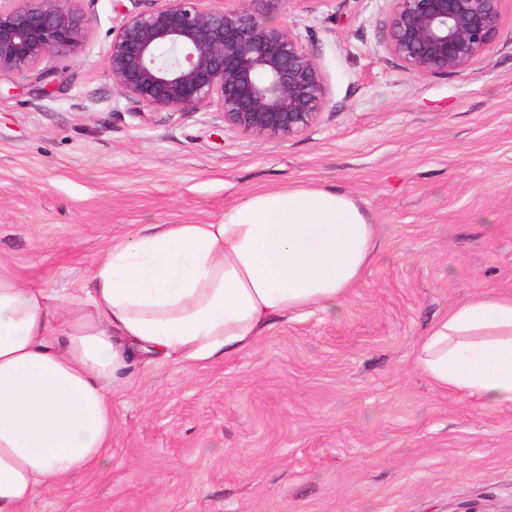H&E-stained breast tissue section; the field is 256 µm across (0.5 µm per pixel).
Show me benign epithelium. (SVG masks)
Instances as JSON below:
<instances>
[{"label":"benign epithelium","instance_id":"benign-epithelium-1","mask_svg":"<svg viewBox=\"0 0 512 512\" xmlns=\"http://www.w3.org/2000/svg\"><path fill=\"white\" fill-rule=\"evenodd\" d=\"M0 5V74L33 69L49 53L76 58L90 20L75 0ZM163 0L128 10L112 37L107 68L124 96L148 109L212 111L269 139L298 135L319 119L324 86L313 56L285 27L241 6ZM388 45L406 70L446 76L471 66L493 40L500 0H391ZM63 70L36 77L38 93L63 84Z\"/></svg>","mask_w":512,"mask_h":512}]
</instances>
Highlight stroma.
I'll return each instance as SVG.
<instances>
[{"mask_svg": "<svg viewBox=\"0 0 512 512\" xmlns=\"http://www.w3.org/2000/svg\"><path fill=\"white\" fill-rule=\"evenodd\" d=\"M282 25L325 94L305 132L268 139L215 112L143 120L108 74L132 0H80L67 83L0 77V264L67 292L143 224H214L260 189L353 196L378 254L336 315L276 320L203 364L140 362L112 405L108 463L24 512H512V409L437 390L418 342L453 308L512 296V0L466 70L414 76L388 48L390 0H210Z\"/></svg>", "mask_w": 512, "mask_h": 512, "instance_id": "35a3bbf8", "label": "stroma"}]
</instances>
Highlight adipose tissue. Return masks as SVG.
Segmentation results:
<instances>
[{"label": "adipose tissue", "mask_w": 512, "mask_h": 512, "mask_svg": "<svg viewBox=\"0 0 512 512\" xmlns=\"http://www.w3.org/2000/svg\"><path fill=\"white\" fill-rule=\"evenodd\" d=\"M378 234L352 196L299 186L250 193L214 224L143 225L66 294L0 266V512L107 461L112 402L136 362L204 363L290 313L335 314ZM418 367L439 390L512 408V297L453 308Z\"/></svg>", "instance_id": "ef3b65f1"}]
</instances>
